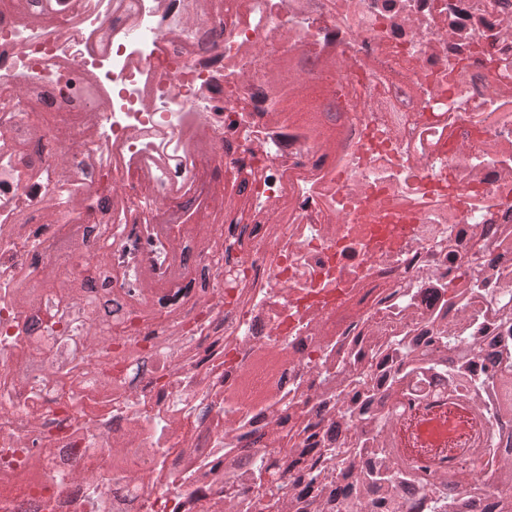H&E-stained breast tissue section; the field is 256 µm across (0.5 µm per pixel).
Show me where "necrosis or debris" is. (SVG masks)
Segmentation results:
<instances>
[{
  "label": "necrosis or debris",
  "instance_id": "necrosis-or-debris-1",
  "mask_svg": "<svg viewBox=\"0 0 512 512\" xmlns=\"http://www.w3.org/2000/svg\"><path fill=\"white\" fill-rule=\"evenodd\" d=\"M54 2L0 6V91L58 89L79 143L59 177L52 113L34 166L27 113L0 110V512H512L506 0ZM243 177L223 223L148 220ZM51 199L105 227L111 278L53 250ZM241 223L208 280L182 264ZM64 266L141 301L111 353ZM448 402L468 451H393Z\"/></svg>",
  "mask_w": 512,
  "mask_h": 512
}]
</instances>
